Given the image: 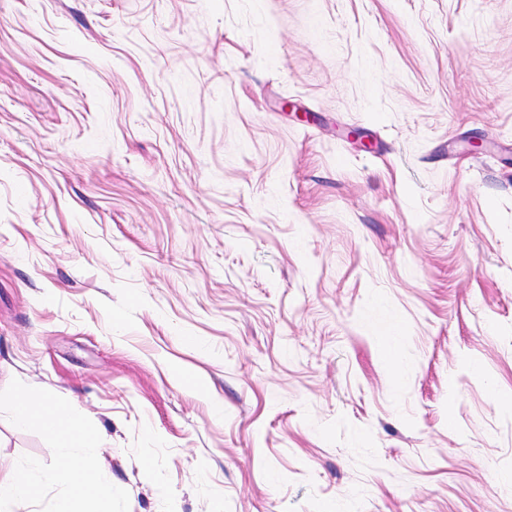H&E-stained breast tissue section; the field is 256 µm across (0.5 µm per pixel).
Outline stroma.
Here are the masks:
<instances>
[{
	"label": "stroma",
	"instance_id": "stroma-1",
	"mask_svg": "<svg viewBox=\"0 0 512 512\" xmlns=\"http://www.w3.org/2000/svg\"><path fill=\"white\" fill-rule=\"evenodd\" d=\"M15 378L129 512H512V0H0Z\"/></svg>",
	"mask_w": 512,
	"mask_h": 512
}]
</instances>
